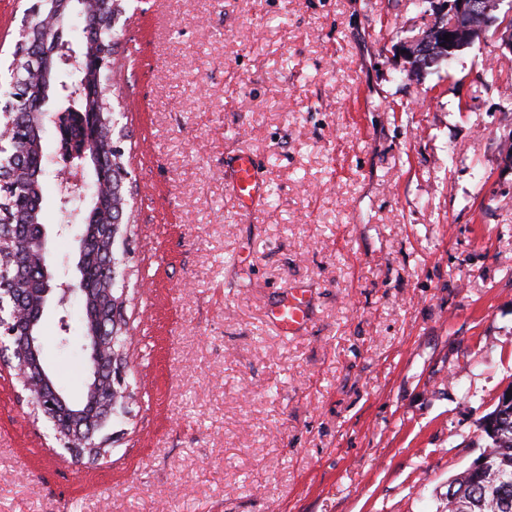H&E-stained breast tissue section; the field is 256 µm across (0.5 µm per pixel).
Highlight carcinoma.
Instances as JSON below:
<instances>
[{
  "label": "carcinoma",
  "instance_id": "1",
  "mask_svg": "<svg viewBox=\"0 0 512 512\" xmlns=\"http://www.w3.org/2000/svg\"><path fill=\"white\" fill-rule=\"evenodd\" d=\"M126 0H84L76 10L66 0H36V8H28L21 41L14 52L10 78L14 82L9 100L0 110L3 125L11 127L12 135L0 143V277L8 280L16 272L19 247L25 246L40 235L45 225L43 201L45 195L43 128L35 122L28 110V103L46 89V98L66 95L68 81L58 67L62 40L55 36L44 39L47 19L61 16L69 20L73 13L90 15L92 24L82 29V48H90L93 60L85 62L84 77L92 84L95 97L88 100L81 96L74 101L76 111L70 113L58 134L60 140L76 144L92 142L96 152L105 160L98 178L112 185V193L93 201L80 221L81 236L86 245L77 263L80 287L84 292L83 335L96 330L104 306L114 309L119 296L105 294L112 287V258L117 245L126 241L129 216L128 201L124 192L125 165L123 153L117 149L116 138L123 137L122 130L114 126L115 108L112 103L114 85L111 70L97 68V58L115 63L121 33L115 20L125 13ZM486 13L480 19L468 16L444 21L432 26L427 36L433 58L426 68L437 67L449 61L448 48L467 41L466 33L472 25L484 24L494 28L502 22L496 12L497 0H482ZM450 40H444V36ZM29 297L30 317L35 320L34 331L42 335L39 318L40 292L45 287L39 266L29 263L24 276L15 283ZM69 412L91 410L95 393L84 384L78 399L63 395ZM483 432L491 443L487 450L484 469L465 474L448 502V512H512V398L506 394L498 397L492 412L485 417Z\"/></svg>",
  "mask_w": 512,
  "mask_h": 512
}]
</instances>
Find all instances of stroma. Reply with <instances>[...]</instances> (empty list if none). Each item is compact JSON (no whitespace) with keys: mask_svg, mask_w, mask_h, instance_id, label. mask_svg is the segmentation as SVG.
Segmentation results:
<instances>
[{"mask_svg":"<svg viewBox=\"0 0 512 512\" xmlns=\"http://www.w3.org/2000/svg\"><path fill=\"white\" fill-rule=\"evenodd\" d=\"M33 0H0L9 63ZM413 0H131L117 79L135 397L66 453L0 369V512H448L512 387V53L412 70ZM250 155L267 194L231 188ZM295 287L305 325L269 309ZM43 334L83 386L82 309Z\"/></svg>","mask_w":512,"mask_h":512,"instance_id":"obj_1","label":"stroma"}]
</instances>
